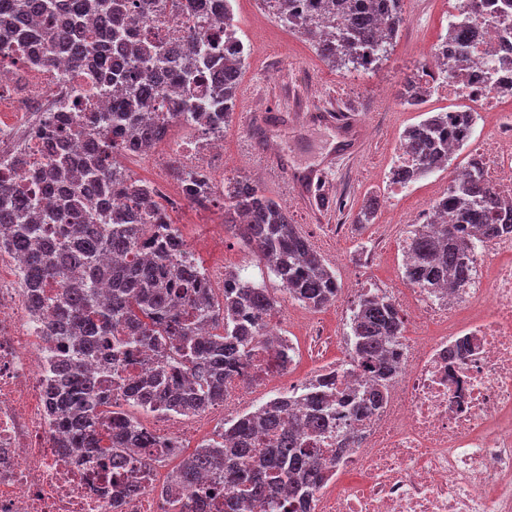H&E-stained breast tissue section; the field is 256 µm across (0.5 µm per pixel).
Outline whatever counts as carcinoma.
<instances>
[{"label":"carcinoma","mask_w":512,"mask_h":512,"mask_svg":"<svg viewBox=\"0 0 512 512\" xmlns=\"http://www.w3.org/2000/svg\"><path fill=\"white\" fill-rule=\"evenodd\" d=\"M280 20L306 37L317 53L336 64L366 68L393 48L403 23V0H310L311 15L299 19L289 3ZM91 17L99 29L112 34L123 19V4L114 0H67L57 10L54 0H0V66L19 59L12 41L61 53L75 63L91 62L102 72L118 66L119 51L95 40L80 18ZM213 42L208 31L198 32L185 43L166 49L141 43L134 52L153 60L156 73L148 78L127 77L125 100L97 118L102 130L84 140L80 156L57 158L39 173L47 195L55 197L52 210L35 211L17 184L0 177V236L29 262L28 288H41L58 276L62 291L56 300V321L62 334L73 339L75 352L55 359L57 384L52 393L59 425L67 432L72 448L93 449L97 410L112 406L108 386L91 377L88 361L101 357L116 362L123 351L149 344L161 360L150 385L132 383L126 390L129 402L144 406L151 400L165 408L192 413L224 397V382L244 373L253 353L247 336L274 309L269 289L241 278L240 272L224 275V302L207 293L197 268L143 263L141 253L165 255L182 250L183 242L168 228L172 223L142 183L122 175L117 161L124 129L133 126L131 137L141 152L163 140L166 127L136 115L163 106L159 77L181 60L179 74L187 85L207 82L208 106L224 109L229 121L236 106L241 69L240 53L224 55V67L203 71V58ZM427 88L420 71L406 76L402 96L408 105L425 100ZM470 132L469 113L448 123L439 112L408 127L400 143L416 158L418 169L395 170L392 176L410 184L418 177L448 165L450 148L464 145ZM378 201H367L355 216L356 224H371ZM434 208L438 224L412 225L407 241L405 278L421 288L442 284L460 287L472 281L475 270L469 251L472 231L493 240L512 233V206H504L477 163H469L464 177L453 182L448 195ZM164 226L160 235L147 234L135 223L138 212ZM41 224H69V239L59 242L34 239ZM224 224L247 249L250 259L262 264L280 283L288 297L313 309L336 301L339 284L334 273L308 239L291 223L288 210L268 196L256 182L240 180L224 187ZM112 256H131L122 266L103 267L97 262L102 250ZM101 280L112 283V297L103 301L91 296ZM194 295L192 309L181 312L171 305L176 293ZM211 323L213 333L200 341L195 325ZM405 323L392 301L383 296L363 298L351 318V351L372 372L362 392L342 398L331 392L333 377L323 375L305 395L309 406L306 422L319 432L338 416L351 418L378 407L388 383L400 369L399 336ZM277 434L275 448L259 454L253 448L256 431ZM225 441L213 439L185 455L172 471L176 512H197L196 483L200 475H214L213 487L224 491V506L244 498L264 497L269 512H293L295 503L310 498L325 478L324 465L300 447L299 432L283 402L269 399L258 410L243 413L224 428ZM153 446V437L141 430L124 410L112 412V452L106 466L115 473L125 470L129 458L141 448Z\"/></svg>","instance_id":"1"}]
</instances>
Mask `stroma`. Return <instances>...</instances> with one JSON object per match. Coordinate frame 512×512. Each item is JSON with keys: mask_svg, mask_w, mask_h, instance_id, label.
<instances>
[{"mask_svg": "<svg viewBox=\"0 0 512 512\" xmlns=\"http://www.w3.org/2000/svg\"><path fill=\"white\" fill-rule=\"evenodd\" d=\"M404 23L386 59L366 69L347 71L322 59L299 33L288 30L279 18L256 0H240L235 19L252 47L239 84L237 106L224 129V158L210 166L213 178L225 182L258 179L261 186L284 205L293 223L309 240L338 280L361 277L364 271L381 279L403 281V254L397 248L409 225L424 223L436 197L447 191L455 170L469 162L467 149L451 155L447 167L419 178L400 193L389 191L395 158L403 131L425 114L447 111L449 103L429 96L417 107L402 104L400 92L407 74L420 67L446 33L448 14L444 0H404ZM308 89L316 100L330 99L353 106L360 127L363 156L355 166L342 160L337 129L317 123L292 121L282 115L266 130L265 140L252 131L254 111L261 92ZM288 157V173L270 168L267 156ZM320 170L334 186L335 211L319 218L298 197L293 172ZM379 208L374 223L357 225L354 217L369 198ZM387 225L392 237L379 261L366 267L363 247L372 245L378 225ZM241 241L232 234H212L200 255L203 265L223 263L225 269L242 270L244 276L264 279L267 288L279 286L275 278H262L259 268L246 262Z\"/></svg>", "mask_w": 512, "mask_h": 512, "instance_id": "1", "label": "stroma"}]
</instances>
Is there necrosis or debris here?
<instances>
[{
	"mask_svg": "<svg viewBox=\"0 0 512 512\" xmlns=\"http://www.w3.org/2000/svg\"><path fill=\"white\" fill-rule=\"evenodd\" d=\"M237 0H208L206 9L175 10L171 0L133 9L116 34L125 49L143 41L170 46L202 28L218 30L220 47L244 49L239 28L224 24ZM449 22H461L464 43L441 42L425 80L470 114L496 117L490 138L470 142L496 194L512 199V0H448ZM24 93L0 98V170L29 146L52 118L74 106L111 109L122 82L101 84L96 71L54 58L0 74ZM480 275L471 287L435 293L373 279L339 291L334 313L362 295L389 297L411 329L401 336L402 363L381 406L351 421H334L311 441L328 461L326 477L298 512H512V234L475 240ZM23 255L0 244V512H171L162 451L190 445L195 429H212L242 413L255 388L280 375L267 337L289 334L292 347L312 355L338 345L318 310L282 301L253 337L260 371L235 378L223 400L190 415L147 410L144 431L162 448L134 456L122 478L103 470L98 453L63 447L50 411L51 360L61 347L48 326L51 309L35 307L23 280ZM299 335H292V328ZM137 494L112 502L118 480Z\"/></svg>",
	"mask_w": 512,
	"mask_h": 512,
	"instance_id": "4bbe7bcc",
	"label": "necrosis or debris"
}]
</instances>
